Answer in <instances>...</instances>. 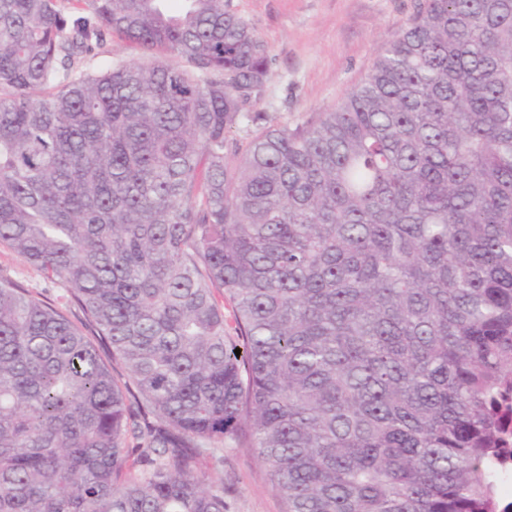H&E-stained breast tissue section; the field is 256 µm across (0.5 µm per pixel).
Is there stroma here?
Segmentation results:
<instances>
[{
	"label": "stroma",
	"mask_w": 512,
	"mask_h": 512,
	"mask_svg": "<svg viewBox=\"0 0 512 512\" xmlns=\"http://www.w3.org/2000/svg\"><path fill=\"white\" fill-rule=\"evenodd\" d=\"M417 0H229L267 43L270 78L259 101L247 105L249 130L314 120L369 71L388 37L404 26ZM163 53L107 40L83 63L97 73L118 61L163 60ZM0 277L17 280L45 299L61 295L24 258L0 245ZM224 499L228 512H281L250 448H225Z\"/></svg>",
	"instance_id": "stroma-1"
}]
</instances>
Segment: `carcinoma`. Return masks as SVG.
Segmentation results:
<instances>
[{
    "instance_id": "carcinoma-1",
    "label": "carcinoma",
    "mask_w": 512,
    "mask_h": 512,
    "mask_svg": "<svg viewBox=\"0 0 512 512\" xmlns=\"http://www.w3.org/2000/svg\"><path fill=\"white\" fill-rule=\"evenodd\" d=\"M163 2L0 0V244L63 289L0 277V512H227L226 444L282 512H496L512 0H418L335 106L243 137L266 43ZM108 37L178 63L76 72Z\"/></svg>"
}]
</instances>
